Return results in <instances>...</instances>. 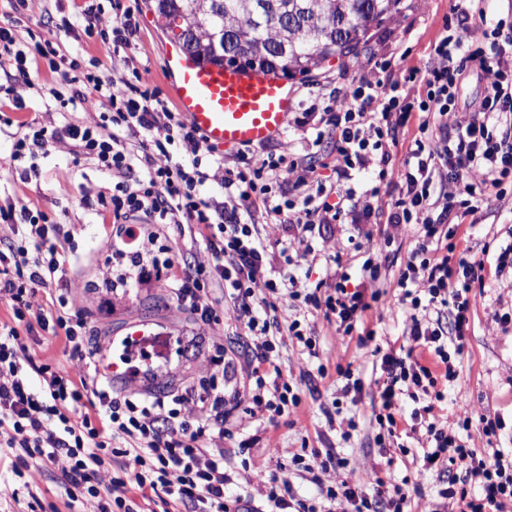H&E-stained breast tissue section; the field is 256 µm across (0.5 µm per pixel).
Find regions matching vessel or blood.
Here are the masks:
<instances>
[{
  "label": "vessel or blood",
  "instance_id": "obj_1",
  "mask_svg": "<svg viewBox=\"0 0 512 512\" xmlns=\"http://www.w3.org/2000/svg\"><path fill=\"white\" fill-rule=\"evenodd\" d=\"M166 67L180 109L209 143L252 147L282 135L292 97L277 77L206 64L183 51L167 55Z\"/></svg>",
  "mask_w": 512,
  "mask_h": 512
}]
</instances>
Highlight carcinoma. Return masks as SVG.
Listing matches in <instances>:
<instances>
[{
	"label": "carcinoma",
	"instance_id": "obj_1",
	"mask_svg": "<svg viewBox=\"0 0 512 512\" xmlns=\"http://www.w3.org/2000/svg\"><path fill=\"white\" fill-rule=\"evenodd\" d=\"M398 0H150L157 17L178 18L191 55L211 63L274 75H308L331 56H348L385 21ZM232 33L236 57L209 38Z\"/></svg>",
	"mask_w": 512,
	"mask_h": 512
}]
</instances>
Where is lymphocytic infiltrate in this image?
<instances>
[{
  "mask_svg": "<svg viewBox=\"0 0 512 512\" xmlns=\"http://www.w3.org/2000/svg\"><path fill=\"white\" fill-rule=\"evenodd\" d=\"M61 28L73 38L96 34L111 40L113 57L123 64L137 50L127 15L107 30L101 8L90 6L63 18ZM3 55L14 73L0 84V98L19 109L33 88L29 59L45 60L53 71L64 65L70 70L55 94L60 111L18 126L10 159L23 164L20 180L37 174V159L53 145L94 160L116 177L114 193L98 195V205L111 212L114 222L139 225L147 235L132 252L107 242L113 258L128 268L119 274L105 271V279L115 288L132 279L164 280L177 308L195 314L202 326L228 320L243 327L253 347L239 370L255 384L245 410L254 420L288 414L300 399L283 380L272 356L275 338L254 316L253 306L284 297L311 303L315 297L302 295L295 278L268 275L266 250L242 223L241 212L261 208L268 217L300 225V234L282 253L306 254L305 235L313 225L358 224L370 217V207L358 205L353 188L343 184L353 170H377L379 183L366 190V197L380 199L381 183L396 185L387 222L399 231L408 225L415 230V246L398 279L409 344L385 350L373 346L370 331L359 340L370 347L382 371L375 420L383 435L377 443L395 437L405 393L429 394V404L412 412L411 428L425 447L423 469L447 473L448 486L440 492L441 503L430 504L428 512H512V457L499 448L477 452L458 437L475 426L484 436L495 435L501 418L462 409L450 427L429 419L434 404L444 399L438 381L456 376L450 354L465 347L469 294L482 283L485 270L483 259L443 243V236H456L458 230L449 218L455 209L472 210L488 196L504 197L512 184L511 23L483 22L477 40L466 26L455 25L435 44L424 75L412 70L396 79L364 78L332 96L321 122L334 139L326 167L338 182L326 186L312 164L290 161L288 172L304 194L283 201L271 187L278 178L277 160L258 155L247 170L226 166L143 79H102L64 44L22 39L12 19L0 24ZM472 73L484 81V91L461 111L458 85ZM90 91L104 99V112L92 119L69 115L68 107ZM413 117L417 136L403 155L393 156L400 129ZM176 143L188 163L174 160ZM210 179L223 182L224 201L200 195V186ZM154 224L186 230L192 265L179 269L174 260L161 263L152 257L158 239L150 230ZM70 236L64 225L22 200H0V303L12 310L11 322H0V449L14 451L19 466L62 465L70 503L92 497L99 512H138L130 493L145 489L163 490L188 512H323L304 500L289 503L259 474L244 478L252 495L225 498L234 478L224 468V408L235 398L224 392L223 353L212 357L192 385L161 396L134 398L113 389L101 368L105 341L83 316L68 277ZM346 279V274L336 275L324 316L349 334L380 294L348 289ZM219 288L230 308L216 297ZM40 289L51 297L49 311L31 309L28 298ZM439 305L448 308V315L436 314ZM37 327L63 331L64 349L81 362L83 375L72 378L64 367L35 358L23 334ZM114 456L122 460V474L102 483L99 474ZM326 497L341 512H405L409 503L404 484L384 480L376 468L358 482L329 487Z\"/></svg>",
  "mask_w": 512,
  "mask_h": 512,
  "instance_id": "obj_1",
  "label": "lymphocytic infiltrate"
}]
</instances>
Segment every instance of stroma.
Wrapping results in <instances>:
<instances>
[{
	"label": "stroma",
	"mask_w": 512,
	"mask_h": 512,
	"mask_svg": "<svg viewBox=\"0 0 512 512\" xmlns=\"http://www.w3.org/2000/svg\"><path fill=\"white\" fill-rule=\"evenodd\" d=\"M107 20H114L116 9L131 11L137 26L135 41L138 51L130 61V68L148 70V79L162 97L172 98L170 74L165 67L167 46L173 40L159 27L145 0H119V8H110V0H100ZM468 10L467 26L476 30L480 16L496 20L512 17V0H400L399 7L388 20L373 28L364 46L356 54L325 62L312 76H289L285 83L291 91L293 110L280 137L259 146L228 150L224 153L231 166H245L252 155H284L293 159L308 153L322 155L330 150V141H317L320 119L316 106L322 105L330 93L341 91L368 73L374 61L383 59L388 72L399 75L408 69L425 70L430 64L435 43L444 31L446 19L456 18L461 10ZM74 0H27L18 7L17 0H0V19L19 17L39 36L51 40L64 39L58 28L61 16L73 14ZM35 84L28 106L20 111L6 110L0 120V194L19 196L32 206L46 212L55 221L71 225L73 231L72 280L82 296L87 315L103 325L111 346L104 367L111 368L118 361L126 336L135 332L152 337L155 370L142 373L136 383H128L125 370H113L117 389L131 395L155 392L161 385L170 387L197 379L203 366L215 353L216 343H223L225 358L244 359L248 353V338L243 330L231 325L212 329L200 328L193 319L180 313L163 283L127 286L107 291L100 278V270L108 260L103 243L121 242L120 225L111 216L99 215L93 203L100 190L111 187V174L101 172L94 161L73 159L66 148L56 146L39 159L40 176L24 182L17 176L10 162L13 135L19 122L38 117L50 104L51 89L61 88L62 73L50 72L46 63L32 70ZM253 233L264 245L274 271H287L303 283L307 292L324 288L328 274L342 269L349 276L350 286L366 282L368 274L362 269L364 256L359 247L367 238L387 241L389 268L379 284L380 298L367 311L356 332L345 335L336 325L328 323L322 311L310 310L305 303L291 304L282 300L275 307L255 304V316L287 325L294 318H304L306 332L316 338L314 351H307L289 338H281L276 347L282 374L294 393L300 397L299 406L277 423L267 425L265 435L269 443L280 450L279 461H271L267 445H255L238 450L239 440L247 431L235 429L234 436L224 442L226 468L250 474L256 471L265 476L277 474L278 464H290L291 457L300 450L331 454L342 462L336 470L337 479L356 481L365 469L381 465L384 476L393 482L408 480L411 512H425L429 502L438 498L446 488V479L435 471L421 468L423 450L414 434H401L398 448L392 449L393 463L384 466L375 443L378 427L373 421V410L379 407L377 381L381 376L379 365L358 345L360 332L374 331V342L380 346L407 344L406 313L398 298L399 272L404 268L415 245L412 233L392 239L388 233L385 210H373L363 224H324L307 236L311 247L309 255L295 257L284 264L281 251L288 243L285 232L273 231L266 216L254 213L248 219ZM468 227L466 244L472 254L484 259L487 268L482 286L470 293L471 318L464 351L452 355L457 371L455 381L444 387L445 399L435 411L437 420H453L457 408L464 407L478 415L500 417L505 426L494 441H487L479 431L465 436V445L484 449L487 446L512 448V332H502L493 319L498 297L512 296V278L495 276L492 265L500 247L512 242V194L504 199L483 201L472 214L463 217ZM335 242V250H327L326 242ZM351 367L364 385L358 404L336 400L335 394L343 384L338 368ZM339 414L342 422L353 419L352 429L341 425L331 427L327 414ZM13 457L0 455V484L17 488L18 497L0 494V512H29L30 495H37L43 504L53 505L55 512H69L67 495L61 483L60 466L42 468L32 466L14 474Z\"/></svg>",
	"instance_id": "1"
}]
</instances>
